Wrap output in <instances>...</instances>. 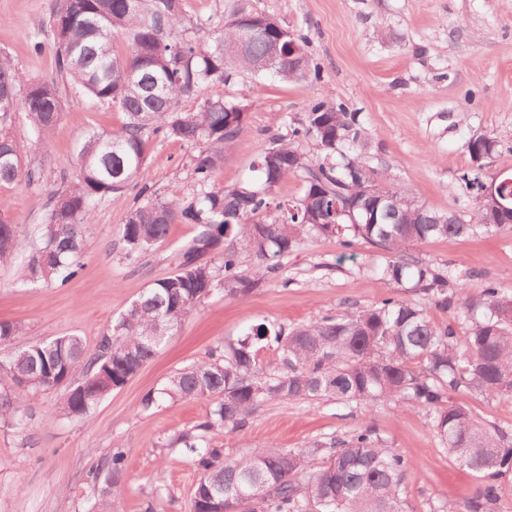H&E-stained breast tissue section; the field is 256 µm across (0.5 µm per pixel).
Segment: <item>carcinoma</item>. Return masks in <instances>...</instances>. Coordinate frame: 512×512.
I'll return each instance as SVG.
<instances>
[{
  "instance_id": "obj_1",
  "label": "carcinoma",
  "mask_w": 512,
  "mask_h": 512,
  "mask_svg": "<svg viewBox=\"0 0 512 512\" xmlns=\"http://www.w3.org/2000/svg\"><path fill=\"white\" fill-rule=\"evenodd\" d=\"M199 42L178 30L181 0H58L51 22L57 71L80 86L92 100L124 114L117 131H88L76 149L78 182L52 205L41 228L40 246L25 259L24 281L65 283L77 273L85 231L104 197L147 174V145L161 136L197 148L192 170L198 186L188 203L176 196L150 198L134 208L121 229L125 255L138 257L162 244L170 225L192 224L197 233L184 245L169 276L143 291L112 323L95 352L80 335L47 336L0 359V418L23 425L20 388L49 389L62 379L61 410L82 417L102 397L97 375L112 376L124 386L181 327L186 316L215 293L246 296L260 279L279 268L305 234L335 238L348 249L363 239L386 252L373 265L378 276L404 288L431 295L435 305L457 313H478L462 336L452 326H437L424 310L402 297L347 312L338 318L291 328L259 323L241 338L227 341L205 362L171 375L159 395L147 396L142 408L159 400H204L210 409L195 432L179 435L201 473L193 499L197 512H410L402 484L409 460L387 447L365 427L349 438L308 448H254L237 457L222 456L208 445L218 429L246 426L263 403L283 405L324 396L370 406L378 402L400 408L412 402L427 412L431 427L455 460L481 483L458 512H499L494 479L512 469V443L499 428L477 419L450 400L468 390L486 398L512 397V292L489 282L477 294L461 287L448 294L451 272L407 258L410 243L459 236H487L512 229V174L498 180L502 210L483 198V161L497 152L498 141L486 134L470 152L471 170L461 175L474 197L467 222L411 198L399 187L377 184L362 161L365 129L354 112L325 101H312L293 135L314 141L309 156L292 143L273 138V146L253 163V180L218 186L212 174L224 160V148L245 129L231 115L233 101L203 100L185 112V95L232 74L263 71L269 37L255 28L252 10L238 8ZM284 43L300 48L302 63L284 58L272 71L285 82L320 77L301 31L277 27ZM124 51L116 50L117 44ZM147 81L155 90L135 98L132 83ZM21 76L11 59L0 54V189L25 180L40 182L23 170L22 158L6 132L23 109L36 141L46 146L61 118L57 85L44 81L17 98ZM302 180L299 196L284 199L280 185ZM18 225L0 212V262L12 258ZM224 244L222 261L213 266L199 258ZM258 260V279L242 275L243 256ZM22 326L0 322V348L13 345ZM279 354L286 371L268 374L260 353ZM103 469L102 492L112 493L125 474V455L111 453Z\"/></svg>"
}]
</instances>
